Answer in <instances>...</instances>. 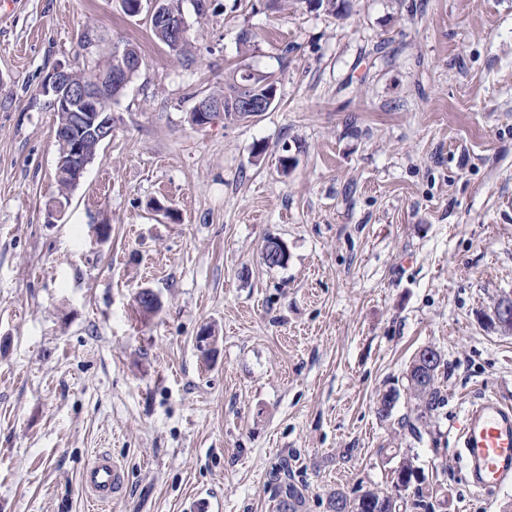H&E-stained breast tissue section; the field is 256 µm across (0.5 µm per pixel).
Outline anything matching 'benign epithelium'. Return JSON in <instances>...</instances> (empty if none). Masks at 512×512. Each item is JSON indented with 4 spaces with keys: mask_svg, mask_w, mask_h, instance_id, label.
Returning <instances> with one entry per match:
<instances>
[{
    "mask_svg": "<svg viewBox=\"0 0 512 512\" xmlns=\"http://www.w3.org/2000/svg\"><path fill=\"white\" fill-rule=\"evenodd\" d=\"M159 19L172 37L182 38L186 31L184 17L168 16L160 10L158 0H138L132 4L131 16L143 11ZM141 61L125 53L119 55L118 67L112 72L109 85H91L77 80L72 73L57 67L41 83L38 94L47 99L48 106L61 118L57 126V135L68 141L67 152L56 163V176L66 178L72 186H77L87 167L94 161L100 144L112 135V112L104 107L110 87L122 88L128 83L132 72L140 67ZM276 93H270L266 99H248L242 104V111L250 117H257L272 107ZM223 111L221 103L205 101L196 112L197 126L212 124L215 114ZM495 323L504 332L512 331V300H504L493 309Z\"/></svg>",
    "mask_w": 512,
    "mask_h": 512,
    "instance_id": "7a95c632",
    "label": "benign epithelium"
}]
</instances>
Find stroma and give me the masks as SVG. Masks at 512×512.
I'll return each mask as SVG.
<instances>
[{
    "label": "stroma",
    "instance_id": "35a3bbf8",
    "mask_svg": "<svg viewBox=\"0 0 512 512\" xmlns=\"http://www.w3.org/2000/svg\"><path fill=\"white\" fill-rule=\"evenodd\" d=\"M205 3L180 0L175 53L121 0H0V512H88L102 452L125 477L105 512H276L282 467L300 512H326L333 490H389L405 454L439 512H512V484H466L453 427L479 391L512 401L490 319L512 298V0ZM128 44L112 135L49 223L36 90ZM241 70L275 81L269 112L193 126ZM145 287L160 311L137 308ZM426 346L445 402L415 435Z\"/></svg>",
    "mask_w": 512,
    "mask_h": 512
}]
</instances>
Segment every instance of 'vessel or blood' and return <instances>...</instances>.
<instances>
[{
	"label": "vessel or blood",
	"mask_w": 512,
	"mask_h": 512,
	"mask_svg": "<svg viewBox=\"0 0 512 512\" xmlns=\"http://www.w3.org/2000/svg\"><path fill=\"white\" fill-rule=\"evenodd\" d=\"M455 447L467 467L473 488L493 491L512 483V403L497 396L473 402L458 419ZM81 486L96 506L109 504L122 489L120 467L106 454L97 455L81 473Z\"/></svg>",
	"instance_id": "1"
}]
</instances>
